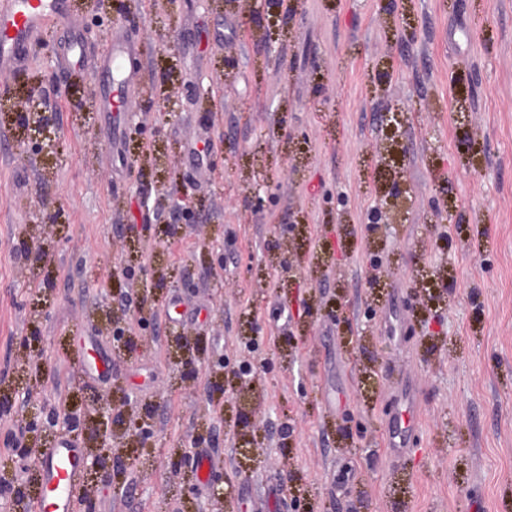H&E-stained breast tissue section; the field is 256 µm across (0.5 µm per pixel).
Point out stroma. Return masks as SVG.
Returning a JSON list of instances; mask_svg holds the SVG:
<instances>
[{
	"mask_svg": "<svg viewBox=\"0 0 512 512\" xmlns=\"http://www.w3.org/2000/svg\"><path fill=\"white\" fill-rule=\"evenodd\" d=\"M70 3L93 52L116 25L140 40V91L117 157L65 28L0 72V461L26 465L38 413L55 420L42 444L94 450L106 401L128 467L116 487L84 476L95 512H512V0ZM35 80L59 107L40 154L19 149ZM160 85L172 113L148 103ZM172 179L194 223L139 189ZM396 182L390 223H372ZM155 270L169 279L144 322L130 286ZM181 335L223 369L187 372ZM405 384L420 417L393 462ZM256 429L263 447L242 455ZM193 431L214 469L188 494L175 462Z\"/></svg>",
	"mask_w": 512,
	"mask_h": 512,
	"instance_id": "1",
	"label": "stroma"
}]
</instances>
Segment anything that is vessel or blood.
<instances>
[{"label":"vessel or blood","instance_id":"1","mask_svg":"<svg viewBox=\"0 0 512 512\" xmlns=\"http://www.w3.org/2000/svg\"><path fill=\"white\" fill-rule=\"evenodd\" d=\"M66 0H0V70L18 72L28 63L30 44L50 22L67 18ZM68 50L86 59L98 79V111H119L136 79L124 63L139 50L121 27L114 28L112 41L99 56L86 58V45L74 37ZM418 422L417 395L407 392L399 412L391 420L386 436L393 457L406 455ZM44 495L34 501L33 512H72L76 488L82 476L83 454L68 440L43 448L40 453Z\"/></svg>","mask_w":512,"mask_h":512}]
</instances>
